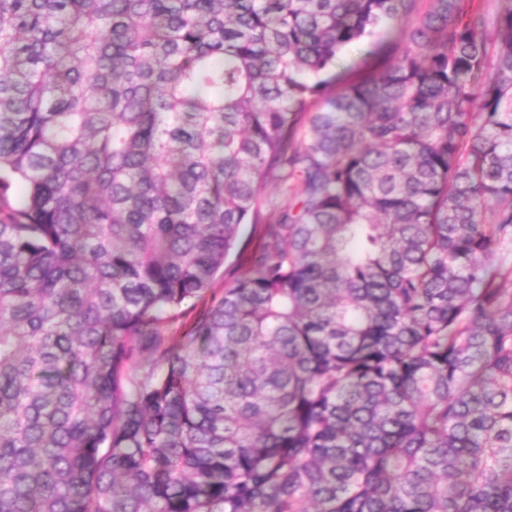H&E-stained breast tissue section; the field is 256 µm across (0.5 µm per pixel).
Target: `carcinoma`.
<instances>
[{
	"label": "carcinoma",
	"instance_id": "carcinoma-1",
	"mask_svg": "<svg viewBox=\"0 0 512 512\" xmlns=\"http://www.w3.org/2000/svg\"><path fill=\"white\" fill-rule=\"evenodd\" d=\"M0 512H512V0H0Z\"/></svg>",
	"mask_w": 512,
	"mask_h": 512
}]
</instances>
